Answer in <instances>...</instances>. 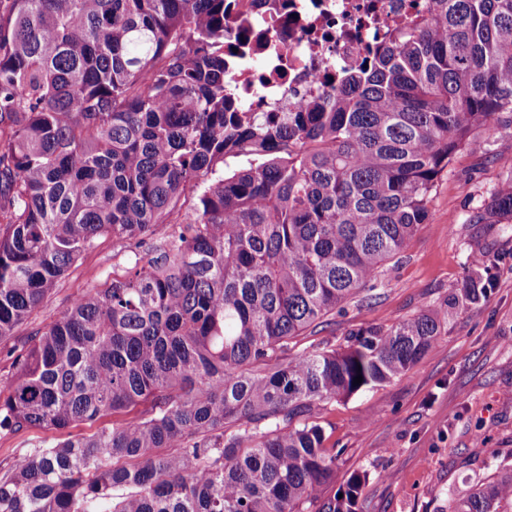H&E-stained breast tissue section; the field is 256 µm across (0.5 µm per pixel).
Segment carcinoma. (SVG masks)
<instances>
[{"mask_svg":"<svg viewBox=\"0 0 512 512\" xmlns=\"http://www.w3.org/2000/svg\"><path fill=\"white\" fill-rule=\"evenodd\" d=\"M430 2L325 96L248 114L224 0H0V343L97 237L154 253L5 351L0 429L51 436L0 472V512H358L316 408L493 290L485 252L444 304L296 349L377 288L480 131L512 129V0ZM231 154L260 163L218 175ZM474 223H512V176ZM452 512H512V464Z\"/></svg>","mask_w":512,"mask_h":512,"instance_id":"carcinoma-1","label":"carcinoma"}]
</instances>
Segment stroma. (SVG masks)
<instances>
[{
  "instance_id": "1",
  "label": "stroma",
  "mask_w": 512,
  "mask_h": 512,
  "mask_svg": "<svg viewBox=\"0 0 512 512\" xmlns=\"http://www.w3.org/2000/svg\"><path fill=\"white\" fill-rule=\"evenodd\" d=\"M512 173V132L492 125L438 178L421 225L381 282L302 346L341 344L346 331L388 326L442 304L479 251L498 257L489 298L450 317L429 352L405 374L343 400L321 403L315 420L343 448L341 472L366 473L359 512H449L450 492L488 479L512 458V224L474 218ZM104 235L18 325L11 344L61 316L133 255Z\"/></svg>"
}]
</instances>
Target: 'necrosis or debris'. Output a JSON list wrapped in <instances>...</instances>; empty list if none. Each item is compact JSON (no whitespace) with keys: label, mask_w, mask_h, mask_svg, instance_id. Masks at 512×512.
Masks as SVG:
<instances>
[{"label":"necrosis or debris","mask_w":512,"mask_h":512,"mask_svg":"<svg viewBox=\"0 0 512 512\" xmlns=\"http://www.w3.org/2000/svg\"><path fill=\"white\" fill-rule=\"evenodd\" d=\"M224 92L241 112H284L321 96L325 76L427 14L428 0H225Z\"/></svg>","instance_id":"obj_1"}]
</instances>
